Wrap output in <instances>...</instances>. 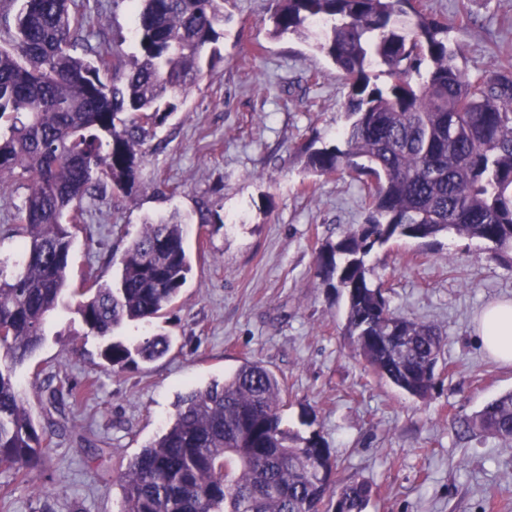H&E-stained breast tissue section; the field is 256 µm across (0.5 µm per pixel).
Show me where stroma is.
Listing matches in <instances>:
<instances>
[{"label": "stroma", "instance_id": "stroma-1", "mask_svg": "<svg viewBox=\"0 0 512 512\" xmlns=\"http://www.w3.org/2000/svg\"><path fill=\"white\" fill-rule=\"evenodd\" d=\"M102 32L137 52L129 0H90ZM459 63L495 70L512 53V0H467ZM269 0H225L223 57L156 132L131 196L99 194L70 258L73 283L88 270L111 281L145 220L180 213L192 273L171 308L152 323L124 322L115 339L160 333L166 356L108 370L64 298L35 354L16 375L37 429L50 432L41 466L27 477L0 470L8 512H120L119 477L156 439L179 394L223 381L244 359L285 381L282 426L296 443L320 436L341 481L373 489L367 512H512V444L459 438L457 418L512 390V364L482 347L478 319L512 300V266L476 239L444 234L395 238L367 258L368 277L392 309L439 325L445 336L430 396L379 382L342 334L347 301L323 284L316 253L367 217L351 176L309 177L302 144H342L349 87L317 49L323 29L271 33ZM26 195L0 193V259L20 242L12 216ZM223 224L201 223L202 206ZM77 403H50L53 390Z\"/></svg>", "mask_w": 512, "mask_h": 512}]
</instances>
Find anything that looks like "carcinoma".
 <instances>
[{
	"label": "carcinoma",
	"mask_w": 512,
	"mask_h": 512,
	"mask_svg": "<svg viewBox=\"0 0 512 512\" xmlns=\"http://www.w3.org/2000/svg\"><path fill=\"white\" fill-rule=\"evenodd\" d=\"M138 54L96 33L88 0H22L0 30V191L27 190L13 214L22 236L16 271L0 268V470L25 474L48 450L17 387L16 368L40 347L64 293L78 298L86 335L104 341L106 368L154 361L166 336L135 348L112 339L125 321L150 322L190 274L184 227L143 225L110 284L68 270L84 201L111 189L131 195L156 129L220 61L209 45L224 0H131ZM272 35L328 28L318 49L348 80L344 147L304 148L312 175L348 173L367 200L350 226L316 255L317 275L347 295L343 334L381 380L418 398L435 388L441 329L390 308L368 279L367 257L393 238L454 234L512 259V55L491 73L457 63L448 22L416 0H272ZM82 46L84 54L74 49ZM386 68L385 89L370 72ZM284 384L259 361L224 383L182 395L173 419L120 476L121 512H365L372 488L343 485L317 437L298 446L282 428ZM465 436L512 442V391L458 420Z\"/></svg>",
	"instance_id": "carcinoma-1"
}]
</instances>
